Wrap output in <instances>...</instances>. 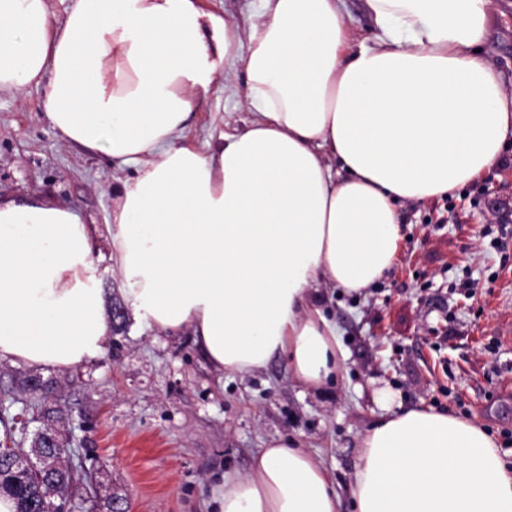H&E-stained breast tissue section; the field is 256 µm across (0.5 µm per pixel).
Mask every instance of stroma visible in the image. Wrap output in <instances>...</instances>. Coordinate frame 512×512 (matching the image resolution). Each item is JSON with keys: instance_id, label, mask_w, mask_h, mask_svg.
Masks as SVG:
<instances>
[{"instance_id": "obj_1", "label": "stroma", "mask_w": 512, "mask_h": 512, "mask_svg": "<svg viewBox=\"0 0 512 512\" xmlns=\"http://www.w3.org/2000/svg\"><path fill=\"white\" fill-rule=\"evenodd\" d=\"M483 55L512 91V0H494ZM45 87L0 94V199L48 197L94 225L92 248L106 305L126 309L106 352L67 371L0 363V446H30L46 412L64 418L84 483L73 512H217L228 470L246 472L275 439L320 455L352 512L349 485L364 431L399 408L431 407L481 423L512 462V222L490 198L512 199V146L484 176L444 198L399 206L402 241L392 270L358 293L334 290L330 310L346 349L336 386L309 391L288 362L244 377L203 357L190 332L163 334L128 308L108 259L106 226L133 167L61 141ZM245 76L230 69L194 113L186 143L204 147L241 129ZM52 392L23 391L26 379Z\"/></svg>"}]
</instances>
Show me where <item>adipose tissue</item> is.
<instances>
[{
    "instance_id": "adipose-tissue-1",
    "label": "adipose tissue",
    "mask_w": 512,
    "mask_h": 512,
    "mask_svg": "<svg viewBox=\"0 0 512 512\" xmlns=\"http://www.w3.org/2000/svg\"><path fill=\"white\" fill-rule=\"evenodd\" d=\"M248 28L197 0H0V93L45 86L65 143L131 163L108 226L112 270L140 319L190 331L216 369L286 356L318 390L345 370L323 286L368 288L394 266L398 206L482 176L512 141V93L479 51L491 0H259ZM246 74L251 118L203 153L188 122ZM110 324L92 229L40 198L0 200V361L70 369ZM353 512H512V467L484 427L431 408L362 434ZM221 512H340L325 462L271 441L224 475ZM346 4L351 19L350 24L355 36L359 38H371L374 35V25L372 19L362 8V1L347 0Z\"/></svg>"
}]
</instances>
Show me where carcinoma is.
<instances>
[{
  "label": "carcinoma",
  "mask_w": 512,
  "mask_h": 512,
  "mask_svg": "<svg viewBox=\"0 0 512 512\" xmlns=\"http://www.w3.org/2000/svg\"><path fill=\"white\" fill-rule=\"evenodd\" d=\"M0 483L17 504L18 512H42L45 502L58 501V494L77 490L74 471L63 461L40 471H19L6 457H0Z\"/></svg>",
  "instance_id": "carcinoma-1"
}]
</instances>
